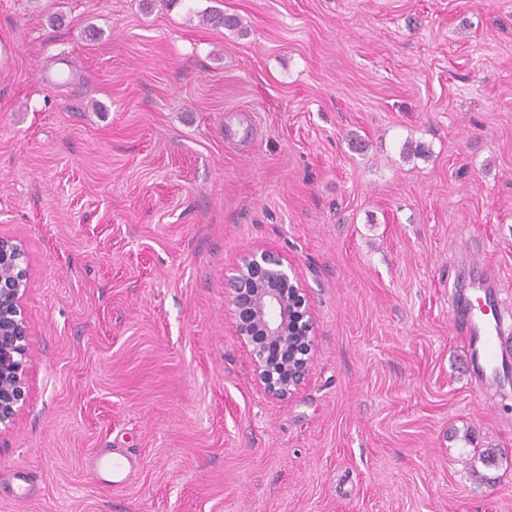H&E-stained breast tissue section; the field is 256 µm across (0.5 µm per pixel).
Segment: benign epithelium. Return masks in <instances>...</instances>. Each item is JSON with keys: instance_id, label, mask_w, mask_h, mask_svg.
Wrapping results in <instances>:
<instances>
[{"instance_id": "benign-epithelium-1", "label": "benign epithelium", "mask_w": 512, "mask_h": 512, "mask_svg": "<svg viewBox=\"0 0 512 512\" xmlns=\"http://www.w3.org/2000/svg\"><path fill=\"white\" fill-rule=\"evenodd\" d=\"M227 280L236 335L254 381L273 399L292 397L306 384L314 360L307 288L287 258L262 247L243 253ZM28 287L22 245L0 236V431L13 423L29 393L30 328L21 307Z\"/></svg>"}]
</instances>
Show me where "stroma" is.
Here are the masks:
<instances>
[{
    "label": "stroma",
    "instance_id": "1",
    "mask_svg": "<svg viewBox=\"0 0 512 512\" xmlns=\"http://www.w3.org/2000/svg\"><path fill=\"white\" fill-rule=\"evenodd\" d=\"M0 234V512H512V381L476 389L452 312L472 253L512 301V0H0ZM257 246L316 329L284 401L224 281ZM29 281L22 245L0 236V437L29 393L30 328L21 307ZM89 466L102 484L121 488L131 482L138 464L120 448H100L90 458Z\"/></svg>",
    "mask_w": 512,
    "mask_h": 512
}]
</instances>
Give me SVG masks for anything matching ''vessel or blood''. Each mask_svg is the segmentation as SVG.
<instances>
[{"instance_id":"b4317fda","label":"vessel or blood","mask_w":512,"mask_h":512,"mask_svg":"<svg viewBox=\"0 0 512 512\" xmlns=\"http://www.w3.org/2000/svg\"><path fill=\"white\" fill-rule=\"evenodd\" d=\"M484 292V284L474 282L470 294L458 301L465 329L460 341L469 359L481 370V392L492 396L500 387L499 362L504 346L503 311L501 302H489ZM89 465L102 484L121 488L131 482L137 461L121 449L101 448L92 455Z\"/></svg>"}]
</instances>
